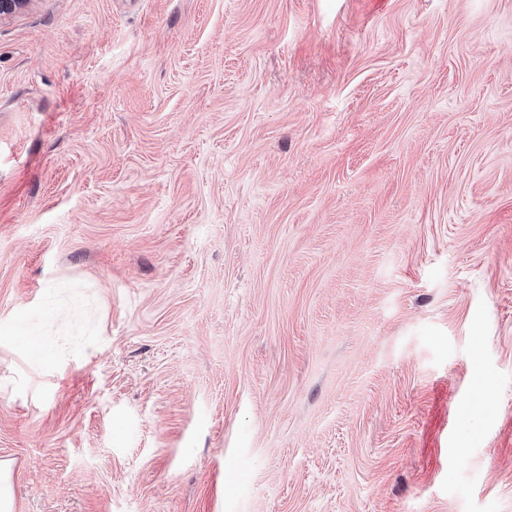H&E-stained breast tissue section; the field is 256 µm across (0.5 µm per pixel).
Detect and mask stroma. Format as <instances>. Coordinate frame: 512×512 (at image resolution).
<instances>
[{"label": "stroma", "mask_w": 512, "mask_h": 512, "mask_svg": "<svg viewBox=\"0 0 512 512\" xmlns=\"http://www.w3.org/2000/svg\"><path fill=\"white\" fill-rule=\"evenodd\" d=\"M15 512H512V0L0 19Z\"/></svg>", "instance_id": "1"}]
</instances>
